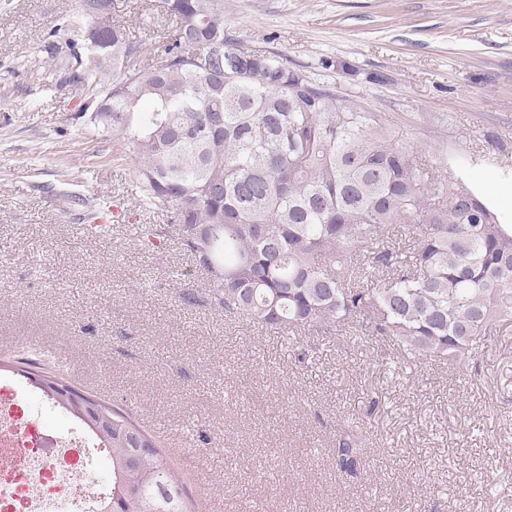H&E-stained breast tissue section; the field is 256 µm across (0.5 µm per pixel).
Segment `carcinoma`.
<instances>
[{"mask_svg": "<svg viewBox=\"0 0 512 512\" xmlns=\"http://www.w3.org/2000/svg\"><path fill=\"white\" fill-rule=\"evenodd\" d=\"M153 8L171 27L160 67L112 0H79L30 66L45 84L66 75L88 129L136 165L140 205L170 213L144 245L175 232L227 316L294 337L350 332L389 344L401 364L466 363L512 331V225L475 188L286 57H244L224 0ZM61 380L40 390L112 463L102 512H191L156 442ZM334 453L357 475L361 435L339 433Z\"/></svg>", "mask_w": 512, "mask_h": 512, "instance_id": "obj_1", "label": "carcinoma"}]
</instances>
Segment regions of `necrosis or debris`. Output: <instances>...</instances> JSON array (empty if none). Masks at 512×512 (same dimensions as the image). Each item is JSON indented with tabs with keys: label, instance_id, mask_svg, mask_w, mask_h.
Wrapping results in <instances>:
<instances>
[{
	"label": "necrosis or debris",
	"instance_id": "necrosis-or-debris-1",
	"mask_svg": "<svg viewBox=\"0 0 512 512\" xmlns=\"http://www.w3.org/2000/svg\"><path fill=\"white\" fill-rule=\"evenodd\" d=\"M56 409L38 390L0 379V512H100L110 462L81 424L52 430Z\"/></svg>",
	"mask_w": 512,
	"mask_h": 512
}]
</instances>
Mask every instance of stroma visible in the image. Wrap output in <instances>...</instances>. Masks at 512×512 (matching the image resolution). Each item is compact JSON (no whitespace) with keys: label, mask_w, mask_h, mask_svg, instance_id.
I'll return each instance as SVG.
<instances>
[{"label":"stroma","mask_w":512,"mask_h":512,"mask_svg":"<svg viewBox=\"0 0 512 512\" xmlns=\"http://www.w3.org/2000/svg\"><path fill=\"white\" fill-rule=\"evenodd\" d=\"M78 0H0V361L29 383L49 345L182 467L195 512H512V335L456 367L399 368L342 336L292 341L224 314L177 237L141 245L135 167L68 85L28 74ZM247 48L381 113L512 224V0H224ZM80 196L67 203L63 194ZM111 199L108 234L87 201ZM202 301L188 307L178 288ZM357 427L361 473L337 472ZM214 434L202 445L200 431Z\"/></svg>","instance_id":"stroma-1"}]
</instances>
